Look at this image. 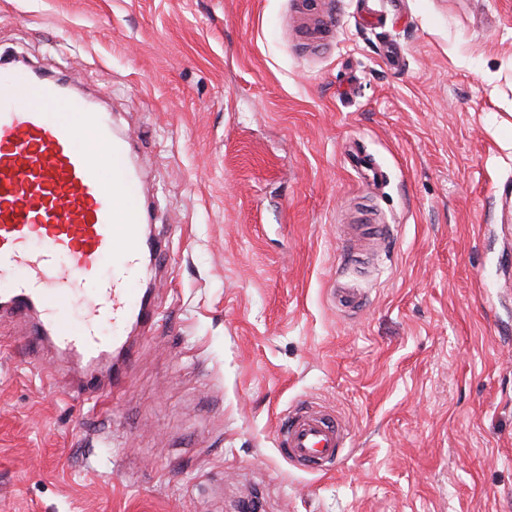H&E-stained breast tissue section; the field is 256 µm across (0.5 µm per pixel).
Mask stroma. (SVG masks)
Segmentation results:
<instances>
[{
    "label": "stroma",
    "instance_id": "obj_1",
    "mask_svg": "<svg viewBox=\"0 0 512 512\" xmlns=\"http://www.w3.org/2000/svg\"><path fill=\"white\" fill-rule=\"evenodd\" d=\"M7 55L108 113L170 259L95 401L0 316V512H512V0H0ZM305 402L332 473L278 452ZM277 446L288 461L309 471L328 473L336 469L351 442L350 431L334 411L315 404H301L278 423Z\"/></svg>",
    "mask_w": 512,
    "mask_h": 512
}]
</instances>
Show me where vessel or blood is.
<instances>
[{
    "instance_id": "1",
    "label": "vessel or blood",
    "mask_w": 512,
    "mask_h": 512,
    "mask_svg": "<svg viewBox=\"0 0 512 512\" xmlns=\"http://www.w3.org/2000/svg\"><path fill=\"white\" fill-rule=\"evenodd\" d=\"M88 133L96 152L80 145ZM139 184L126 140L102 113L28 70L0 75V278L10 279L7 309L33 318L32 344L54 342L75 359L89 396L98 387L96 364L115 350L123 358L108 378L111 386L122 383L133 358L124 326L157 323L129 288L149 249L133 203ZM106 259L111 267L104 274ZM62 296L80 309L79 324L59 307ZM276 433L280 454L316 473L336 469L351 442L341 417L315 403L290 411Z\"/></svg>"
}]
</instances>
